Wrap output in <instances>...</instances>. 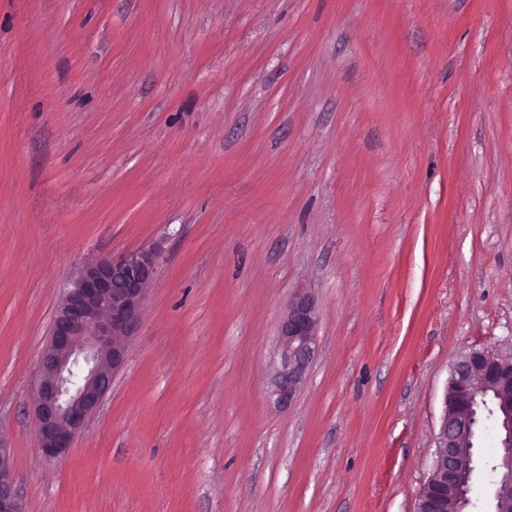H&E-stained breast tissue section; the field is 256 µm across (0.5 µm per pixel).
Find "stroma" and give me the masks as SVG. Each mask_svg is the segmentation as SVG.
<instances>
[{
	"instance_id": "stroma-1",
	"label": "stroma",
	"mask_w": 512,
	"mask_h": 512,
	"mask_svg": "<svg viewBox=\"0 0 512 512\" xmlns=\"http://www.w3.org/2000/svg\"><path fill=\"white\" fill-rule=\"evenodd\" d=\"M163 241L67 457L86 263ZM315 296L292 403L279 322ZM512 357V0H0V440L25 512H415L454 362ZM484 418L470 512H490ZM319 317L314 297L303 293L288 301L278 330L280 365L273 379L271 396L287 407L303 384L313 359Z\"/></svg>"
}]
</instances>
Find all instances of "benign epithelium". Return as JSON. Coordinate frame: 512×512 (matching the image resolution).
Segmentation results:
<instances>
[{"instance_id": "1", "label": "benign epithelium", "mask_w": 512, "mask_h": 512, "mask_svg": "<svg viewBox=\"0 0 512 512\" xmlns=\"http://www.w3.org/2000/svg\"><path fill=\"white\" fill-rule=\"evenodd\" d=\"M162 246L153 243L79 269L59 300L36 383L35 415L40 448L50 459L67 456L74 439L97 412L124 367L127 341L140 321L147 286L157 272ZM319 317L308 293L288 301L278 330L280 365L271 396L287 407L313 359ZM499 399L504 454L493 492V512H512V359L472 349L453 365L435 438L430 476L416 512H466L474 471L472 438L478 424L476 397ZM0 512H24L15 491L10 450L0 446Z\"/></svg>"}]
</instances>
